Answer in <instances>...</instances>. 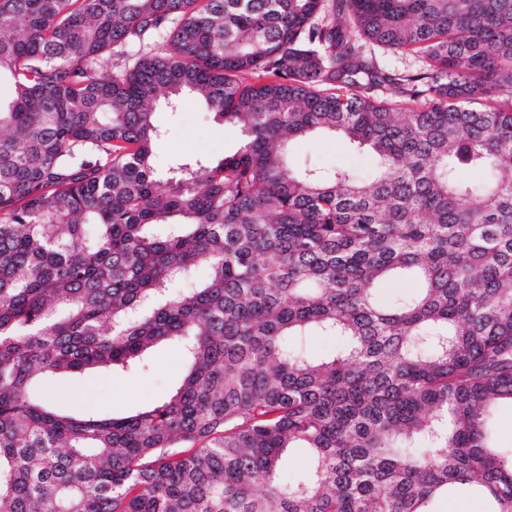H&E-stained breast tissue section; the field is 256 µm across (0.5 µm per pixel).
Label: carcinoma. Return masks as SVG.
<instances>
[{
	"mask_svg": "<svg viewBox=\"0 0 512 512\" xmlns=\"http://www.w3.org/2000/svg\"><path fill=\"white\" fill-rule=\"evenodd\" d=\"M3 79L0 512H512V0H0ZM186 96L239 139L161 172ZM161 342L142 410L32 393ZM293 150L300 155H312L327 168L349 167L366 172L375 164L371 155L355 151L341 138L307 137L297 141ZM497 439L503 448L512 447V407L503 404L498 409ZM436 510L438 512H483L484 504L477 498L455 496L438 501Z\"/></svg>",
	"mask_w": 512,
	"mask_h": 512,
	"instance_id": "1",
	"label": "carcinoma"
}]
</instances>
